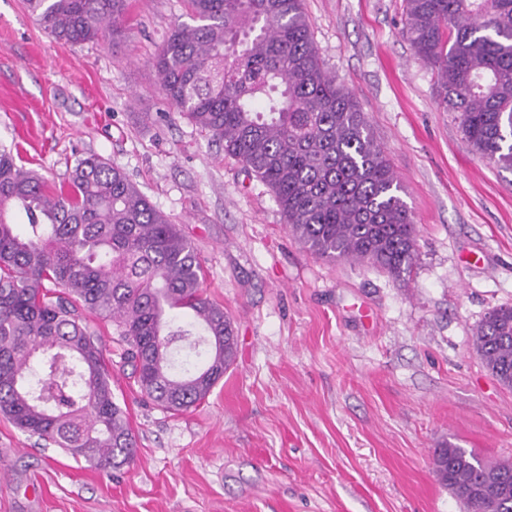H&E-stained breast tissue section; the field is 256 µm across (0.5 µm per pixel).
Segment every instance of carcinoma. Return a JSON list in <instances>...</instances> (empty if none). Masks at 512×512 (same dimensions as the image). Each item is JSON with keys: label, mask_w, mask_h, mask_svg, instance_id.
<instances>
[{"label": "carcinoma", "mask_w": 512, "mask_h": 512, "mask_svg": "<svg viewBox=\"0 0 512 512\" xmlns=\"http://www.w3.org/2000/svg\"><path fill=\"white\" fill-rule=\"evenodd\" d=\"M71 44L125 38L127 0H27ZM153 68L168 108L274 194L298 240L330 260L408 272L417 230L403 187L354 98L315 49L302 0H187ZM403 35L437 73L446 111L483 157L512 168V0H405ZM0 146V415L101 470L136 440L102 343L78 309L112 321L140 393L167 411L205 401L237 339L203 293L195 248L112 161L76 160L66 188ZM475 347L512 387V306L489 310ZM205 350L175 370L172 352ZM436 477L470 512H512V463L435 450Z\"/></svg>", "instance_id": "obj_1"}]
</instances>
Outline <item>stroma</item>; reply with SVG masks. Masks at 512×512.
<instances>
[{
  "mask_svg": "<svg viewBox=\"0 0 512 512\" xmlns=\"http://www.w3.org/2000/svg\"><path fill=\"white\" fill-rule=\"evenodd\" d=\"M304 10L404 188L417 254L402 278L311 253L270 189L165 107L152 61L185 0H128L115 45L56 40L26 0H0V144L53 189L91 153L122 167L192 243L238 336L208 398L169 412L142 399L115 325L84 313L137 460L106 474L0 416V512H467L435 448L512 462V387L473 341L512 306V170L443 109L404 0Z\"/></svg>",
  "mask_w": 512,
  "mask_h": 512,
  "instance_id": "obj_1",
  "label": "stroma"
}]
</instances>
